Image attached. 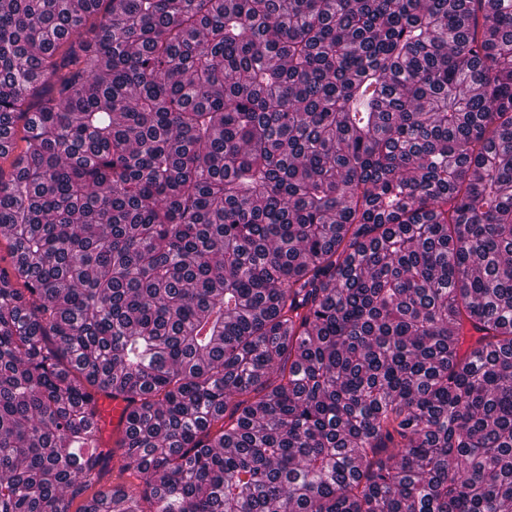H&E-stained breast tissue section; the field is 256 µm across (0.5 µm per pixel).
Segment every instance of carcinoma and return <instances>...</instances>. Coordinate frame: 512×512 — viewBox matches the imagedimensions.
<instances>
[{
  "mask_svg": "<svg viewBox=\"0 0 512 512\" xmlns=\"http://www.w3.org/2000/svg\"><path fill=\"white\" fill-rule=\"evenodd\" d=\"M5 155L0 512H512V0H0ZM102 415L99 420V426L103 435H107L111 429L115 428L122 420H125L123 414L126 402L122 400L101 399L100 400Z\"/></svg>",
  "mask_w": 512,
  "mask_h": 512,
  "instance_id": "obj_1",
  "label": "carcinoma"
}]
</instances>
